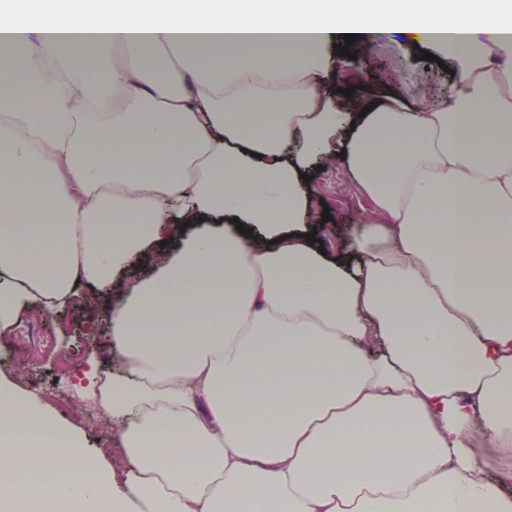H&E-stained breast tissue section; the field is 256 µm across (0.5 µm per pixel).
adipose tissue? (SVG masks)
Returning a JSON list of instances; mask_svg holds the SVG:
<instances>
[{
    "label": "adipose tissue",
    "mask_w": 512,
    "mask_h": 512,
    "mask_svg": "<svg viewBox=\"0 0 512 512\" xmlns=\"http://www.w3.org/2000/svg\"><path fill=\"white\" fill-rule=\"evenodd\" d=\"M348 34L452 49L451 101L336 112ZM340 152L368 207L324 255ZM84 281L121 454L0 382V512H512V0L0 6V331Z\"/></svg>",
    "instance_id": "ef3b65f1"
}]
</instances>
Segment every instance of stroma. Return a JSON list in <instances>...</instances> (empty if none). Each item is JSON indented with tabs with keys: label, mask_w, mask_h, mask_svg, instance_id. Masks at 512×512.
Wrapping results in <instances>:
<instances>
[{
	"label": "stroma",
	"mask_w": 512,
	"mask_h": 512,
	"mask_svg": "<svg viewBox=\"0 0 512 512\" xmlns=\"http://www.w3.org/2000/svg\"><path fill=\"white\" fill-rule=\"evenodd\" d=\"M414 52L413 46L386 37L371 48L357 49L355 59L338 57L336 68L318 72L314 85L321 96L347 112L364 106L363 100L343 95V88L352 85L369 87L378 105L392 95L409 99L434 94L439 84L452 86L458 64L452 50L431 47L430 62L415 60ZM309 174L315 208H328L331 216L330 221L317 223L316 237L328 251L343 250L365 200L339 162L310 169ZM94 292V287L80 285L65 307L51 313L37 307L21 309L12 326L0 333V375L35 394L48 413L83 431L93 449L109 457L119 448L113 424L75 389L89 349H96L103 365L112 353L109 322L101 307L90 304Z\"/></svg>",
	"instance_id": "1"
}]
</instances>
